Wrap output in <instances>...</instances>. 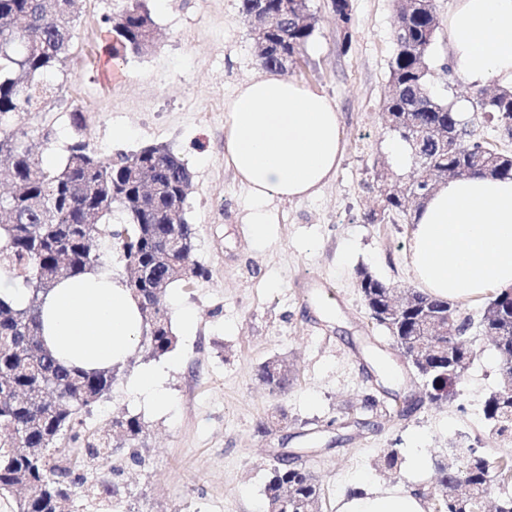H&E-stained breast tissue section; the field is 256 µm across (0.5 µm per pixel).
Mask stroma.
<instances>
[{"label": "stroma", "instance_id": "stroma-1", "mask_svg": "<svg viewBox=\"0 0 512 512\" xmlns=\"http://www.w3.org/2000/svg\"><path fill=\"white\" fill-rule=\"evenodd\" d=\"M144 2L155 43L127 55L116 74L102 47L112 41L105 19L121 4L83 0L67 66L55 77L61 93L51 111L24 117L31 127L54 131L51 142L35 146L49 166L60 164L78 137L107 158L169 148L193 175L186 202L194 231L190 261L209 272L167 291L175 349L155 358L136 348L120 364L111 391L84 414L92 430L136 414L145 433L142 464L118 452L110 465L93 469L95 482L119 483L120 504L89 503L80 495L82 512H264V488L281 450L318 478L321 512H336L337 500L360 485L418 491L425 512H435L437 459L464 437L493 457L504 455L506 445L483 413L500 382L488 343H481L454 398L437 406L423 401L421 380L371 319L358 286L362 269L402 288L417 285L408 216L366 219L378 204L382 170L401 181L412 172L393 165L390 147L398 137L380 118L395 48V0H350L354 24L347 33L330 0H308L316 17L313 41L287 76L335 100L346 150L316 198L271 205V232L260 244L244 222L248 192L224 163V104L258 73L240 0ZM432 56L435 90L464 119H474L472 85L445 70L447 34H440ZM76 109L84 112L81 131L72 122ZM185 309L195 313L187 329L178 321ZM270 359L293 368L287 394L269 392L258 379ZM146 366L165 371L166 411L132 391ZM368 394L390 403L393 413L365 409ZM414 395L419 405L399 418ZM278 405L287 422L258 434L257 422ZM392 449L402 465L391 476L376 462ZM416 455L424 461L418 472L411 466Z\"/></svg>", "mask_w": 512, "mask_h": 512}]
</instances>
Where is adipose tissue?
I'll list each match as a JSON object with an SVG mask.
<instances>
[{
	"instance_id": "obj_1",
	"label": "adipose tissue",
	"mask_w": 512,
	"mask_h": 512,
	"mask_svg": "<svg viewBox=\"0 0 512 512\" xmlns=\"http://www.w3.org/2000/svg\"><path fill=\"white\" fill-rule=\"evenodd\" d=\"M453 69L471 84L512 86V0H454L448 12ZM345 150L334 99L275 72L239 85L225 104L224 161L246 187L244 218L265 239L276 201L316 197L333 180ZM410 260L420 287L451 301L512 288V179L452 178L413 217ZM46 347L87 372L124 363L141 336L130 288L106 270L69 278L41 307ZM336 512H425L417 493L399 487L358 490Z\"/></svg>"
}]
</instances>
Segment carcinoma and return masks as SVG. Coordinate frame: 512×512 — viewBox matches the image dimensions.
<instances>
[{
  "label": "carcinoma",
  "mask_w": 512,
  "mask_h": 512,
  "mask_svg": "<svg viewBox=\"0 0 512 512\" xmlns=\"http://www.w3.org/2000/svg\"><path fill=\"white\" fill-rule=\"evenodd\" d=\"M81 0H0V172L10 181L8 205L12 215L0 224V273L22 280L29 297L16 303L0 297V502L9 512H73L76 489L87 496L115 498L120 486H100L89 480L90 462H105L113 452V434L122 436L126 458L142 463L138 444L144 425L136 415L112 419L108 430L88 431L82 415L112 388L114 370L86 372L60 365L42 339V289L52 290L65 278L94 268L112 270V258L123 263L127 286L140 300L145 350L162 356L176 345L167 288L178 281L203 277L207 270L188 262L193 232L185 214L174 218L171 207L187 198L192 174L164 146H149L115 160L102 158L89 144L77 140L67 148L61 166L36 159L28 145L36 134L47 141L52 131L19 124L31 112H45L62 86L51 77L63 70L73 38L72 24ZM281 26L269 34V46L256 47L259 70L284 64L277 52L286 48L302 57L315 32L307 0H267ZM115 37L112 56L140 54L154 40L155 28L144 0H126L115 18L105 19ZM440 29L435 4L412 5L398 14L395 52L390 62V92L381 112L388 128L398 134L411 158L422 154L434 167L433 178H413L402 194L381 198L378 214L407 213L411 197L429 192L444 173L465 177L512 178V153L487 145L478 125L464 120L431 85L430 57ZM481 123L512 127V89L473 98ZM452 131L460 148L448 152L435 134ZM129 218L112 226L113 208ZM367 309L385 305L390 284L359 272ZM408 309L394 327L392 339H406L424 314L448 316L465 339L461 358L471 366L477 350L472 343L490 339L500 371H512V292L499 291L476 319L458 305L408 288ZM425 379L431 389L448 386V359L435 346L424 358ZM259 376L270 391L285 394L290 380L264 363ZM484 416L491 431L512 443V400L503 386L489 395ZM464 460L452 457L435 465L436 486L445 490L466 483V490L438 499V512H485L495 480L512 478V456L491 459L473 445H461ZM267 512H319L322 489L305 467L282 464L273 469L266 486Z\"/></svg>",
  "instance_id": "1"
}]
</instances>
